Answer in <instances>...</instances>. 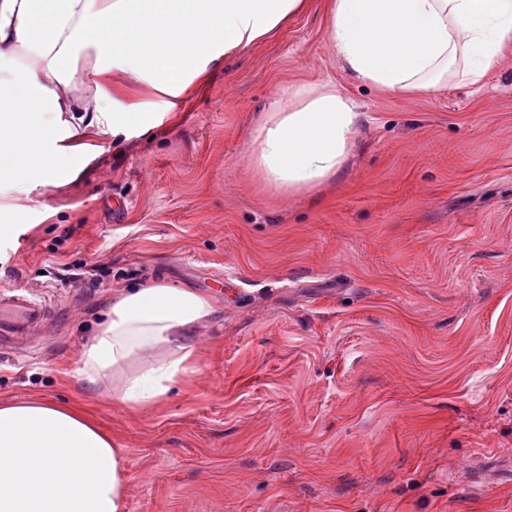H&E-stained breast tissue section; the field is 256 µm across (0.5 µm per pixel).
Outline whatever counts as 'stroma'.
<instances>
[{
	"label": "stroma",
	"mask_w": 512,
	"mask_h": 512,
	"mask_svg": "<svg viewBox=\"0 0 512 512\" xmlns=\"http://www.w3.org/2000/svg\"><path fill=\"white\" fill-rule=\"evenodd\" d=\"M324 0L216 70L178 124L23 207L0 293L45 304L0 350V403L83 401L130 477L126 512H512V52L482 84L352 80ZM330 81L359 144L311 195L266 190L251 132L285 86ZM161 280L220 313L195 373L133 414L78 358L115 291Z\"/></svg>",
	"instance_id": "obj_1"
}]
</instances>
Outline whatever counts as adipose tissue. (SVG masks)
Masks as SVG:
<instances>
[{
  "mask_svg": "<svg viewBox=\"0 0 512 512\" xmlns=\"http://www.w3.org/2000/svg\"><path fill=\"white\" fill-rule=\"evenodd\" d=\"M310 0H0V184L73 179L93 154L169 119L212 69ZM344 71L387 92L481 83L512 46V0H326ZM359 112L335 85L281 89L252 131L247 165L274 193H315L357 147ZM217 310L204 294L152 280L113 294L81 353V377L143 412L192 373ZM121 449L77 402L0 404V512H125Z\"/></svg>",
  "mask_w": 512,
  "mask_h": 512,
  "instance_id": "obj_1",
  "label": "adipose tissue"
}]
</instances>
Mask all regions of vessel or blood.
Masks as SVG:
<instances>
[{"label": "vessel or blood", "instance_id": "b4317fda", "mask_svg": "<svg viewBox=\"0 0 512 512\" xmlns=\"http://www.w3.org/2000/svg\"><path fill=\"white\" fill-rule=\"evenodd\" d=\"M46 309L24 294L0 297V348L20 349L28 339L42 331Z\"/></svg>", "mask_w": 512, "mask_h": 512}]
</instances>
